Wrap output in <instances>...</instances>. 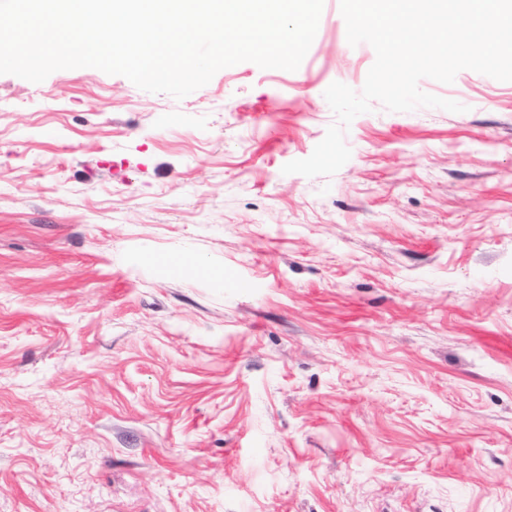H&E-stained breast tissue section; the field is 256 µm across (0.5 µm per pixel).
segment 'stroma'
<instances>
[{"label":"stroma","instance_id":"35a3bbf8","mask_svg":"<svg viewBox=\"0 0 512 512\" xmlns=\"http://www.w3.org/2000/svg\"><path fill=\"white\" fill-rule=\"evenodd\" d=\"M375 58L0 74V512H512V82L282 174Z\"/></svg>","mask_w":512,"mask_h":512}]
</instances>
